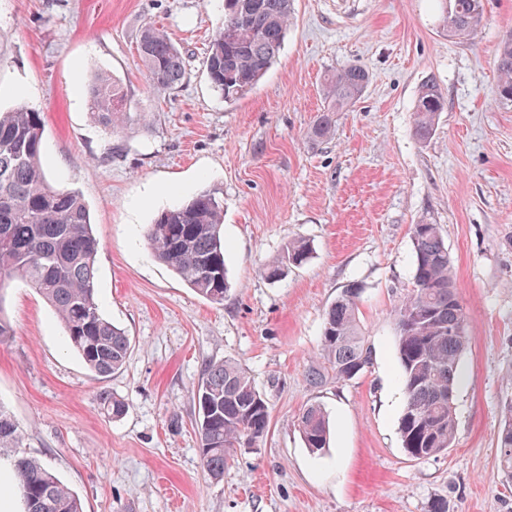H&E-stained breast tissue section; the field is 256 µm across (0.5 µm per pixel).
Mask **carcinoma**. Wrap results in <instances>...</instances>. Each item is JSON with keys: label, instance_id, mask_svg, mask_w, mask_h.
I'll return each instance as SVG.
<instances>
[{"label": "carcinoma", "instance_id": "obj_1", "mask_svg": "<svg viewBox=\"0 0 512 512\" xmlns=\"http://www.w3.org/2000/svg\"><path fill=\"white\" fill-rule=\"evenodd\" d=\"M294 0H225L224 23L211 40L206 69L213 87L234 101L257 85L276 61L292 21ZM448 35L470 37L483 18L482 0H448ZM137 53L151 82L174 89L186 76L180 49L161 28L148 25ZM495 66L497 99L512 103V35L499 44ZM369 82L368 72L346 66L328 76L327 97L333 105L321 115L312 133L326 137L334 113L356 99ZM94 119L115 132L146 113L131 116L127 87L106 76L90 88ZM444 97L436 83L422 84L416 104V135L428 140L435 131ZM44 125L41 113L26 105L0 110V343L13 329L5 315L6 286L22 280L54 310L69 345L86 367L107 377L124 365L130 340L101 313L96 293V259L100 242L91 227L87 205L76 190L54 187L41 165ZM224 197L216 189L201 190L188 201L161 211L148 225L145 238L154 257L170 267L199 296L224 302L230 291L223 236ZM415 254L412 293L396 310V351L406 398L400 418L404 450L412 457L442 454L456 432L454 407L461 376L460 361L468 343V315L457 301L448 247L437 224H415L411 236ZM312 254L309 241L288 242L281 260L266 266L264 276L278 280L288 266H300ZM363 291L353 282L340 292L326 312L322 357L338 381H349L372 363V349L359 325L358 303ZM201 459L213 480L224 478L227 458L256 443L268 429L269 406L250 376L233 360L205 365L195 392ZM303 441L312 452L329 447L330 422L318 404L299 417ZM19 423L0 405V449L15 448ZM499 468L512 480V403L504 411L497 433ZM15 486L24 512H83L77 492L40 461L16 457L0 487Z\"/></svg>", "mask_w": 512, "mask_h": 512}]
</instances>
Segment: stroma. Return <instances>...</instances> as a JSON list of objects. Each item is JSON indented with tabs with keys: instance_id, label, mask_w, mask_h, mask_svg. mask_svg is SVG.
Returning a JSON list of instances; mask_svg holds the SVG:
<instances>
[{
	"instance_id": "35a3bbf8",
	"label": "stroma",
	"mask_w": 512,
	"mask_h": 512,
	"mask_svg": "<svg viewBox=\"0 0 512 512\" xmlns=\"http://www.w3.org/2000/svg\"><path fill=\"white\" fill-rule=\"evenodd\" d=\"M483 4L476 35L458 39L445 0H294L277 60L228 103L204 63L224 0H0V108L42 112L43 168L83 195L99 303L131 343L123 367L97 377L40 295L18 280L5 292L14 335L0 344V404L22 427L20 454L51 466L83 512H512L496 448L512 401V105L494 93L512 0ZM148 23L186 58L175 89L153 86L137 55ZM348 65L369 82L315 138L325 78ZM100 75L127 85L146 121L117 134L96 123L88 89ZM429 80L445 110L423 141L415 109ZM210 188L224 194L231 289L220 304L145 240L163 208ZM415 224L442 231L470 336L453 444L420 459L399 434L395 321L413 288ZM297 237L310 259L265 279L262 265ZM353 281L373 363L312 385L325 313ZM226 358L251 376L270 423L216 481L201 464L194 390L205 363ZM104 394L126 413L108 414ZM311 404L330 421L318 453L298 427Z\"/></svg>"
}]
</instances>
